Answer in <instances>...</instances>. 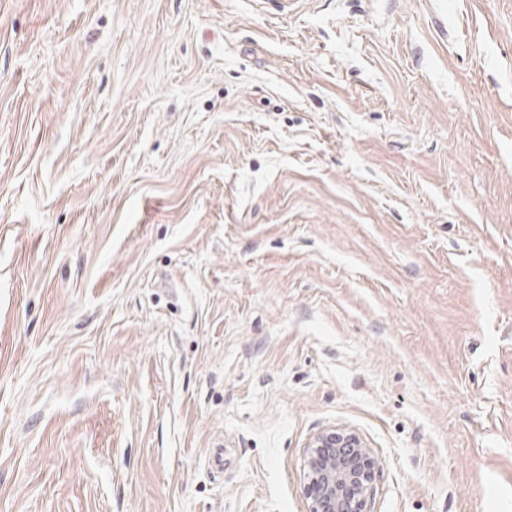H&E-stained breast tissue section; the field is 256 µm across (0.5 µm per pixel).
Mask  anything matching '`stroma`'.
Instances as JSON below:
<instances>
[{
  "label": "stroma",
  "mask_w": 512,
  "mask_h": 512,
  "mask_svg": "<svg viewBox=\"0 0 512 512\" xmlns=\"http://www.w3.org/2000/svg\"><path fill=\"white\" fill-rule=\"evenodd\" d=\"M512 512V0H0V512ZM305 465L309 512H369L376 461L358 435L336 429L318 434Z\"/></svg>",
  "instance_id": "obj_1"
}]
</instances>
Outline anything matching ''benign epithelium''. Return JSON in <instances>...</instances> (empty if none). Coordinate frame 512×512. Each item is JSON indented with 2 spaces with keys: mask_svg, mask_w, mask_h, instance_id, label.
<instances>
[{
  "mask_svg": "<svg viewBox=\"0 0 512 512\" xmlns=\"http://www.w3.org/2000/svg\"><path fill=\"white\" fill-rule=\"evenodd\" d=\"M305 465L309 512H368L376 461L358 435L336 429L318 434Z\"/></svg>",
  "mask_w": 512,
  "mask_h": 512,
  "instance_id": "obj_1",
  "label": "benign epithelium"
}]
</instances>
